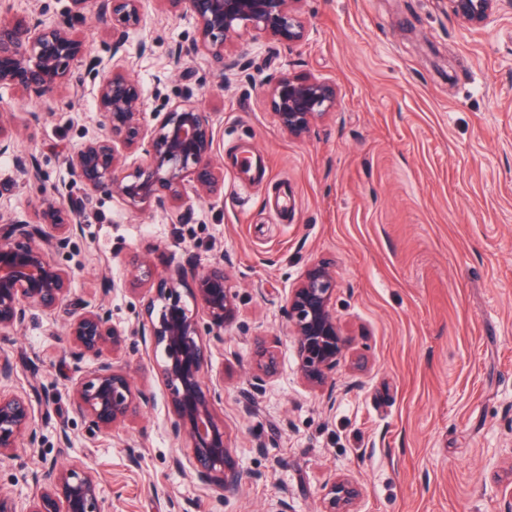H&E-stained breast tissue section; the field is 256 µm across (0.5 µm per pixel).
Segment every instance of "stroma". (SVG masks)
Wrapping results in <instances>:
<instances>
[{"label": "stroma", "mask_w": 512, "mask_h": 512, "mask_svg": "<svg viewBox=\"0 0 512 512\" xmlns=\"http://www.w3.org/2000/svg\"><path fill=\"white\" fill-rule=\"evenodd\" d=\"M301 16L300 42H228L235 67L223 75L202 53L173 69L170 53L191 44L195 21L142 0L113 62L139 80L145 113L188 95L211 112L224 191L192 200L185 222L100 195L58 257L75 296L127 332L121 361L149 395L134 420L86 434L61 322L35 311L0 342L14 366L0 391L36 385L49 397L33 404L37 444L20 440L0 462V494L18 506L32 472L78 459L99 476L106 512H171L174 502L266 512L283 493L294 512H321L332 473L359 483V512H502L512 491V8L480 31L451 18L447 0H303ZM282 72L338 91L335 111L302 138L280 130L266 92ZM95 98L90 81L41 103L0 89V108L25 132L19 153L42 171L27 183L0 156V216L35 221L42 188L67 179L65 156L99 130ZM246 149L269 173L241 192L235 161ZM281 188L294 207L277 209ZM134 254L160 270L223 261L237 290L238 318L212 343L207 373L224 383L217 409L241 477L223 505L194 480L191 448L170 437L167 391L129 332L143 290L127 271ZM319 260L336 266L348 341L328 395L300 380L285 311L288 289ZM259 336L278 369L254 392Z\"/></svg>", "instance_id": "1"}]
</instances>
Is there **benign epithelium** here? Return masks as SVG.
<instances>
[{"label":"benign epithelium","mask_w":512,"mask_h":512,"mask_svg":"<svg viewBox=\"0 0 512 512\" xmlns=\"http://www.w3.org/2000/svg\"><path fill=\"white\" fill-rule=\"evenodd\" d=\"M303 0H159L168 11L190 14L196 23L191 50L224 65L226 43L252 31L281 43L300 42L306 31ZM512 0H448V12L469 30L492 22L500 6ZM69 12L84 20L93 13L110 35V56L124 44L129 30L142 21L141 0H70ZM85 68L99 80L96 108L101 132L90 136L65 158L69 180L44 195L39 222L9 218L0 225V339L17 333L33 310L61 320L69 347L66 355L78 376L70 396L92 437L135 416L147 399L117 364L125 331L111 323L108 310L71 296L72 271L56 260L82 231L96 196L119 197L128 207L155 205L180 210L190 196L213 198L224 188V175L212 161L215 132L212 115L190 97L163 103L148 123L142 89L129 72L111 60L89 53V42L66 25L48 24L29 15L0 21V87L20 89L40 100L59 88L75 95L82 87L76 71ZM268 95L280 128L300 138L336 108V85L312 76L282 74L268 81ZM18 133L0 121V154L15 150ZM142 158L127 162L129 155ZM26 179L38 181L35 160L16 156ZM83 190L80 206L69 203L73 187ZM129 274L153 278L150 261L133 255ZM336 270L328 262L309 265L286 296V314L297 373L311 389L324 388L343 357L346 342L334 309ZM141 320L134 332L150 345L153 361L167 390L173 415L170 435L189 441L192 469L199 484L226 494L238 491L240 473L228 449L224 417L216 404L224 385L206 384L211 360L206 337L224 341L220 331L239 313L237 293L224 263L182 266L158 278L154 289L139 294ZM254 378L277 370V357L265 337L256 338ZM91 356L96 365L80 367ZM29 395L0 391V457H11L22 438L37 443ZM36 492L24 512H104L97 475L79 460L31 473ZM322 512H358L359 486L333 476L324 485Z\"/></svg>","instance_id":"7a95c632"}]
</instances>
